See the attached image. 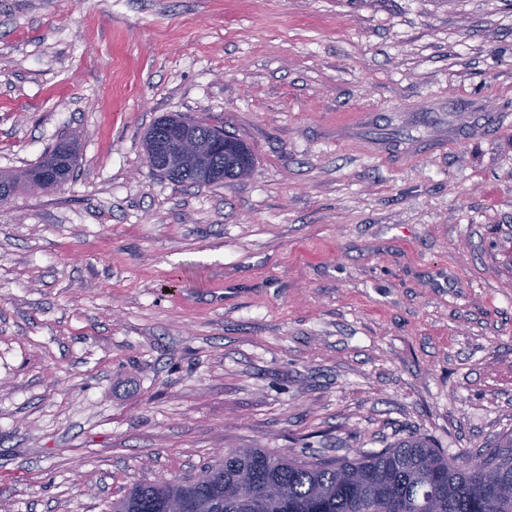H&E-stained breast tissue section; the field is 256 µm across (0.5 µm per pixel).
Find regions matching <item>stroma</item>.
<instances>
[{"label": "stroma", "instance_id": "35a3bbf8", "mask_svg": "<svg viewBox=\"0 0 512 512\" xmlns=\"http://www.w3.org/2000/svg\"><path fill=\"white\" fill-rule=\"evenodd\" d=\"M202 117L255 173L179 184ZM0 512L224 450L512 434V0H0ZM67 140L69 139L60 141L38 164L18 173L0 174V187L3 189L0 206L19 191L27 190L28 183L33 180H43L47 190L63 185L76 166L78 158L74 144Z\"/></svg>", "mask_w": 512, "mask_h": 512}]
</instances>
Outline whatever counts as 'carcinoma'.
I'll return each mask as SVG.
<instances>
[{
	"instance_id": "carcinoma-1",
	"label": "carcinoma",
	"mask_w": 512,
	"mask_h": 512,
	"mask_svg": "<svg viewBox=\"0 0 512 512\" xmlns=\"http://www.w3.org/2000/svg\"><path fill=\"white\" fill-rule=\"evenodd\" d=\"M192 132L207 141L208 170L175 167L173 181L195 185L230 183L253 167L248 145L205 120ZM77 150L62 140L38 164L0 174V206L29 182L47 189L65 183L76 166ZM487 472L470 469V455L448 457L418 434L376 453L356 451L351 458L305 460L265 448H233L200 473L162 479L130 488L112 501L111 512H166L167 502L189 497L208 512H418L422 498L430 512H512V436L481 453Z\"/></svg>"
}]
</instances>
